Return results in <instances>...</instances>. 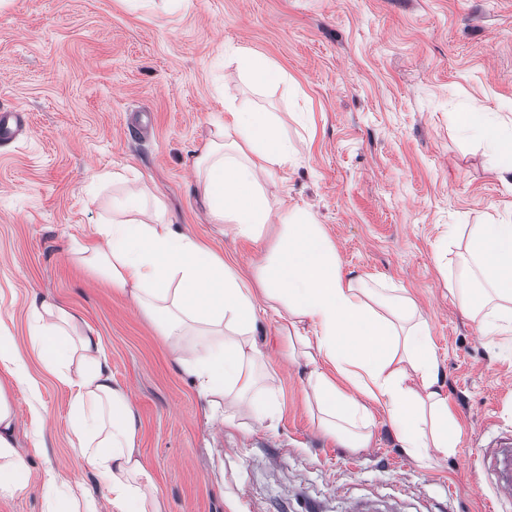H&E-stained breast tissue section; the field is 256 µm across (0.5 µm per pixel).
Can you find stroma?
Masks as SVG:
<instances>
[{
	"mask_svg": "<svg viewBox=\"0 0 512 512\" xmlns=\"http://www.w3.org/2000/svg\"><path fill=\"white\" fill-rule=\"evenodd\" d=\"M241 48L287 82L253 91ZM235 97L274 113L297 148L268 197L311 210L346 275L401 289L427 319L462 428L448 458L420 466L380 412L370 447L320 432L305 362L281 357L271 312L258 371L281 414L224 424L223 399L199 394L146 312L77 262L74 246L112 211L114 188L98 177L118 172L141 176L175 230L253 277L278 225L254 243L210 223L190 168ZM0 107L27 120L0 150V323L32 380L7 388L28 473L0 512H48L51 473L59 512L78 488L111 512L72 445V391L31 345L35 296L101 336L165 512H486L495 480L483 456L512 432V335H480L444 278L461 274L466 226L512 215L503 160L459 129L463 113L483 112L512 133V0H192L175 12L163 0H0Z\"/></svg>",
	"mask_w": 512,
	"mask_h": 512,
	"instance_id": "35a3bbf8",
	"label": "stroma"
}]
</instances>
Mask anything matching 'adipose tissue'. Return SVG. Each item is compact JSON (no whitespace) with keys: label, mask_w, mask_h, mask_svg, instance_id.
<instances>
[{"label":"adipose tissue","mask_w":512,"mask_h":512,"mask_svg":"<svg viewBox=\"0 0 512 512\" xmlns=\"http://www.w3.org/2000/svg\"><path fill=\"white\" fill-rule=\"evenodd\" d=\"M226 110L229 121L192 161L196 197L212 223L254 241L278 219L277 244L254 281L174 230L155 196L113 200L97 241L79 246V255L153 318L201 394L241 400L252 390L261 355L257 313L261 303L276 302L285 311L287 337L305 349L307 382L326 434L346 448L369 447L378 407L415 459L447 455L460 426L439 387L428 323L407 296L344 274L335 244L306 208L275 212L262 183L293 161L295 149L270 113L246 101ZM447 286L481 335L512 333V218L472 225L463 274ZM31 309L32 345L49 371L65 378L77 350L86 362L72 383V427L78 453L114 512H163L137 451L135 412L112 377L100 337L79 330L78 317L60 305L35 299ZM26 473L16 413L0 381V497L21 491Z\"/></svg>","instance_id":"obj_1"}]
</instances>
